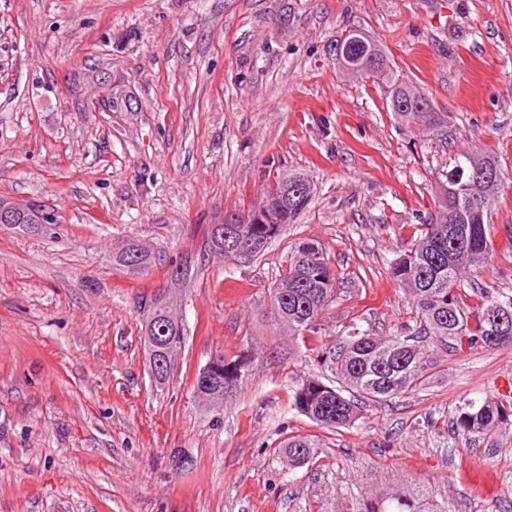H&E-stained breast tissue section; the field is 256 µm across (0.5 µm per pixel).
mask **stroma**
Instances as JSON below:
<instances>
[{
    "label": "stroma",
    "mask_w": 512,
    "mask_h": 512,
    "mask_svg": "<svg viewBox=\"0 0 512 512\" xmlns=\"http://www.w3.org/2000/svg\"><path fill=\"white\" fill-rule=\"evenodd\" d=\"M352 27L443 126L398 122L341 67ZM475 147L512 173V0H0V197L55 219L0 229V512H366L416 486L512 512V432L471 451L452 433L466 401L512 389V346L426 347L422 383L326 429L288 407L328 376L317 340L270 305L291 248L315 238L342 279L325 332L394 335L412 314L387 264L434 211L449 155ZM288 169L315 186L297 222L251 263L211 253L208 226ZM492 224L489 265L463 284L510 294L512 182ZM130 240L164 265L115 270ZM184 257L185 340L159 390L135 305ZM218 354L248 370L213 408L194 379ZM298 434L321 446L291 469L277 446Z\"/></svg>",
    "instance_id": "35a3bbf8"
}]
</instances>
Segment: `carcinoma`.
<instances>
[{
  "mask_svg": "<svg viewBox=\"0 0 512 512\" xmlns=\"http://www.w3.org/2000/svg\"><path fill=\"white\" fill-rule=\"evenodd\" d=\"M364 44L348 46L356 62L376 61L372 81L400 84L398 101H389L395 118L408 125L437 127L441 123L430 100L411 84L399 81L377 46L362 35ZM440 192L429 221L414 231L411 245L389 263L388 274L407 290L414 311V325L387 338L356 327L334 336L321 349L319 360L330 370L336 385L318 379L303 381L292 395L290 408L325 428L346 427L358 418V400L387 402L405 394L422 381L424 356L415 337L431 336L453 348H496L512 346V320L498 317L512 314V294L492 288L479 291L476 306L467 303L469 294L461 288L467 272L477 273L489 263L492 246L491 208L505 179L500 162L475 151L448 157L441 173ZM312 198L308 176L286 170L265 191V203L239 215L234 225L237 238L246 243L260 239L270 244L289 224L296 222ZM161 258L134 242L112 252V265L129 277L148 274ZM338 277L326 248L317 240L297 243L288 255L286 270L271 296L275 319L296 334L316 332L328 307L336 300ZM172 296L167 293L140 296L137 300L142 338H162L172 331ZM246 363L241 357H222L211 385L201 397H222L228 384L243 382ZM512 428V396L496 400H472L461 406L453 418V433L462 440L490 441L502 430ZM316 444L303 436L280 442L278 453L290 466L304 465L313 458ZM371 512H448L433 503L430 495H392Z\"/></svg>",
  "mask_w": 512,
  "mask_h": 512,
  "instance_id": "cac0c4a2",
  "label": "carcinoma"
}]
</instances>
